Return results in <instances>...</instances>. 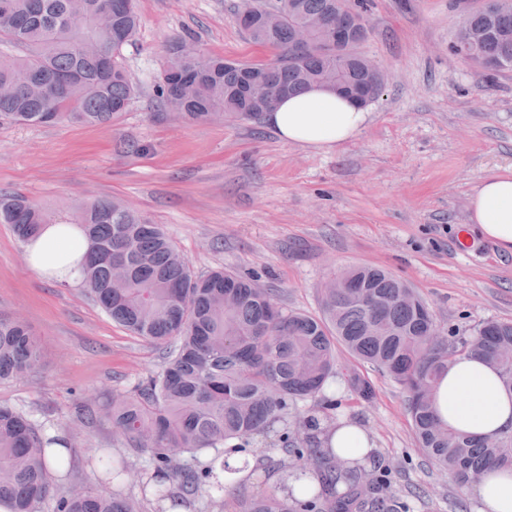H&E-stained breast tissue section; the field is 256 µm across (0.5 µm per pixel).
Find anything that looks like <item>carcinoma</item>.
Returning <instances> with one entry per match:
<instances>
[{"label": "carcinoma", "mask_w": 512, "mask_h": 512, "mask_svg": "<svg viewBox=\"0 0 512 512\" xmlns=\"http://www.w3.org/2000/svg\"><path fill=\"white\" fill-rule=\"evenodd\" d=\"M346 0H253L242 31L276 52L273 65L213 56L189 40H171L156 92L167 108L192 123L258 120L282 98L312 86L337 87L351 99L373 101L383 73L358 51L361 27L336 31ZM315 24L327 50L293 53L295 32ZM140 25L136 0H0V120L110 125L130 106L136 89L123 49ZM482 31L467 55L489 73L512 68V0L471 13ZM55 220L20 195L0 193V224L26 242ZM90 243L84 285L100 307L132 336L169 347L151 373L80 417L112 428V444L131 463L99 448L90 464L99 485L52 495L46 457L68 448L23 411L0 404V503L10 512H411L392 490L393 471L336 456L322 445L323 427L336 423L327 391L336 383V349L396 383L418 447L464 488L492 465L512 468V430L476 439L448 428L436 415L437 384L458 355L494 367L512 388V322L486 321L453 343L416 291L386 270L352 267L340 288L321 291L320 313L282 305L253 279L222 268L197 273L162 227L121 200L98 199L76 210ZM43 361L40 340L14 314L0 312V381L23 377ZM345 381L371 401L373 381L354 369ZM310 401L312 405L301 407ZM248 455L243 468L277 476L272 487L224 499L225 475L238 472L225 455ZM128 485L140 496L124 494Z\"/></svg>", "instance_id": "1"}]
</instances>
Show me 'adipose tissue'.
Listing matches in <instances>:
<instances>
[{
	"instance_id": "obj_1",
	"label": "adipose tissue",
	"mask_w": 512,
	"mask_h": 512,
	"mask_svg": "<svg viewBox=\"0 0 512 512\" xmlns=\"http://www.w3.org/2000/svg\"><path fill=\"white\" fill-rule=\"evenodd\" d=\"M364 107L326 87H313L281 101L267 112L265 122L284 142L330 152L366 128ZM472 231L512 254V169L484 176L469 202ZM88 243L76 225H44L25 244L30 267L40 276L63 283L82 280V258ZM436 412L449 427L483 437L512 429V391L484 362L459 356L448 365L435 399ZM324 446L342 458L368 460L374 451L359 424L341 419L322 434ZM480 512H512V469H492L475 486Z\"/></svg>"
}]
</instances>
